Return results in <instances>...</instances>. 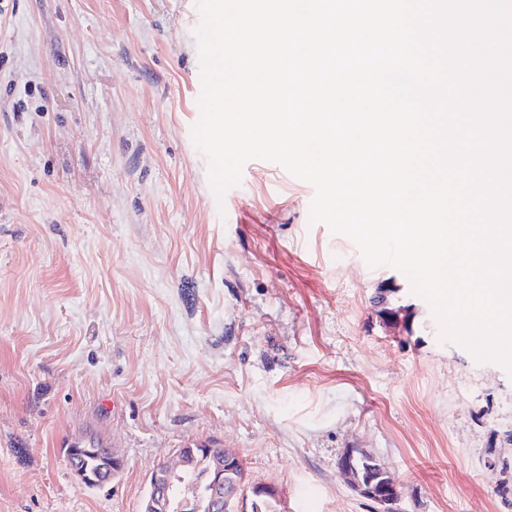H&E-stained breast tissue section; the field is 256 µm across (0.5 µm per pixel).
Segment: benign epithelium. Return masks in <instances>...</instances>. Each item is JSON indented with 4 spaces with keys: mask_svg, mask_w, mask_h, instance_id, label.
Returning <instances> with one entry per match:
<instances>
[{
    "mask_svg": "<svg viewBox=\"0 0 512 512\" xmlns=\"http://www.w3.org/2000/svg\"><path fill=\"white\" fill-rule=\"evenodd\" d=\"M203 464L208 477L207 501L195 503L186 497L178 503L180 512H224L226 508L231 512H252L255 501L224 492V473L238 468L239 456L229 448L216 450L203 444L189 450L179 448L174 459L158 464L149 479L144 512H173V481L197 471ZM122 467V460L115 455L100 459L98 469L91 472L71 464L74 476L90 484L112 478ZM338 468L356 492L380 506V512H395L401 499L400 485L385 464L358 448H348L340 456Z\"/></svg>",
    "mask_w": 512,
    "mask_h": 512,
    "instance_id": "obj_1",
    "label": "benign epithelium"
}]
</instances>
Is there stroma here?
<instances>
[{"mask_svg": "<svg viewBox=\"0 0 512 512\" xmlns=\"http://www.w3.org/2000/svg\"><path fill=\"white\" fill-rule=\"evenodd\" d=\"M196 0H0V512H140L156 465L232 448L284 512H512V375L441 342L400 271L252 160L195 146ZM125 462L94 488L66 450ZM338 468L350 486L361 496L379 505L380 511H396L394 506L401 499L400 485L385 464L359 448H346L338 460ZM367 470L377 472L376 480L379 483H374V480L363 474Z\"/></svg>", "mask_w": 512, "mask_h": 512, "instance_id": "obj_1", "label": "stroma"}]
</instances>
